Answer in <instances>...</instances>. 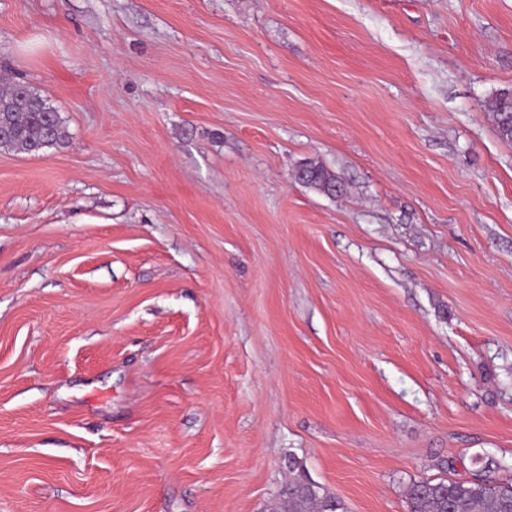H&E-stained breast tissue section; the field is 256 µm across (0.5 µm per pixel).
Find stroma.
I'll return each instance as SVG.
<instances>
[{
    "instance_id": "stroma-1",
    "label": "stroma",
    "mask_w": 512,
    "mask_h": 512,
    "mask_svg": "<svg viewBox=\"0 0 512 512\" xmlns=\"http://www.w3.org/2000/svg\"><path fill=\"white\" fill-rule=\"evenodd\" d=\"M0 74V512L512 478V0H0ZM26 102V106L20 103ZM0 148L39 154L68 143L69 134L49 99L20 82L0 80ZM482 107L493 112L500 137L512 142V91H503L484 102ZM298 170L303 173L302 183L313 187L326 195H335L338 188L336 185V179L321 163L309 160L303 162L299 166Z\"/></svg>"
}]
</instances>
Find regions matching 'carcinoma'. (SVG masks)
I'll use <instances>...</instances> for the list:
<instances>
[{"label": "carcinoma", "mask_w": 512, "mask_h": 512, "mask_svg": "<svg viewBox=\"0 0 512 512\" xmlns=\"http://www.w3.org/2000/svg\"><path fill=\"white\" fill-rule=\"evenodd\" d=\"M493 113L500 137L512 142V91H503L484 102ZM69 134L49 99L20 82H0V148L39 154L68 143ZM302 183L333 196L336 179L319 162L299 166ZM484 475L470 482L441 479L415 481L408 487L409 512H512V481L491 476L494 467L482 466ZM279 512H345L342 502L320 492L304 474L293 472L280 491Z\"/></svg>", "instance_id": "obj_1"}]
</instances>
